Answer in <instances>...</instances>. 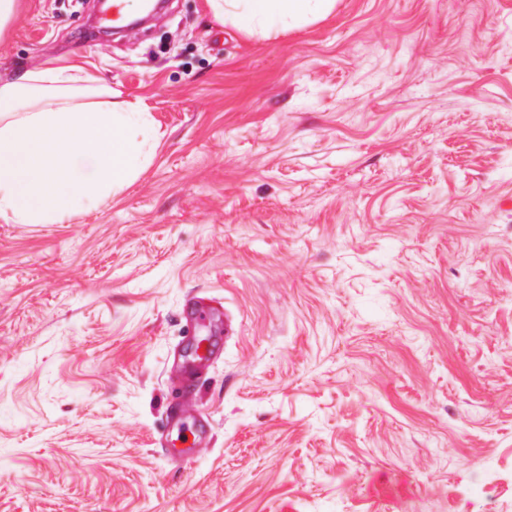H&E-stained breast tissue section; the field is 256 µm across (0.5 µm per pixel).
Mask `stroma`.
<instances>
[{
    "label": "stroma",
    "instance_id": "stroma-1",
    "mask_svg": "<svg viewBox=\"0 0 512 512\" xmlns=\"http://www.w3.org/2000/svg\"><path fill=\"white\" fill-rule=\"evenodd\" d=\"M96 9L0 35V75L82 66L156 132L96 208L0 220V512H512V0L264 35L169 0L94 44ZM192 385L193 379L190 376H186L181 379L180 386L183 399L173 406L171 412L172 421L178 430L176 441H180L182 444H186L188 442V437L185 435L186 429L184 419L187 413L188 395L190 394Z\"/></svg>",
    "mask_w": 512,
    "mask_h": 512
}]
</instances>
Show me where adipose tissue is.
<instances>
[{
    "label": "adipose tissue",
    "instance_id": "1",
    "mask_svg": "<svg viewBox=\"0 0 512 512\" xmlns=\"http://www.w3.org/2000/svg\"><path fill=\"white\" fill-rule=\"evenodd\" d=\"M334 0H209L214 16L247 31L299 24ZM111 86L78 66L0 79V217L53 224L95 206L147 164V112L112 104Z\"/></svg>",
    "mask_w": 512,
    "mask_h": 512
}]
</instances>
